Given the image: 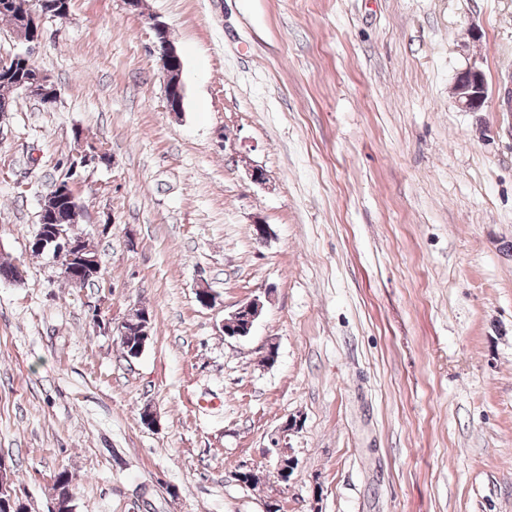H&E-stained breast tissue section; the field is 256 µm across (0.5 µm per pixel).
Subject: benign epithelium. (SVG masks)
<instances>
[{
  "label": "benign epithelium",
  "instance_id": "7a95c632",
  "mask_svg": "<svg viewBox=\"0 0 512 512\" xmlns=\"http://www.w3.org/2000/svg\"><path fill=\"white\" fill-rule=\"evenodd\" d=\"M47 0H32L31 13L21 25L13 30V37L25 43H34L41 36V22L47 18L42 7ZM154 51L163 76L165 99L168 110L179 113L182 108L174 104V95L184 93L182 70L176 67L180 60L177 49L167 36L155 40ZM24 94L35 101L50 104L58 97V89L50 76L43 71L26 77L23 81ZM453 94L457 107L465 112L481 111L488 100V85L483 71L474 64L467 65L457 73ZM30 248L41 253H50L60 261L61 275L72 279L76 286L94 281L100 276L99 258L89 253L84 242L68 235L65 225L46 226V232L37 234L30 242ZM263 302L254 297L241 303L222 324L224 335L245 337L262 313ZM302 429L301 419L288 417L271 438V447L276 458L275 473L279 480L289 473V468L297 467L298 460L290 444L291 436ZM6 464L0 461V501L13 503L15 495L11 488L12 478L4 476Z\"/></svg>",
  "mask_w": 512,
  "mask_h": 512
}]
</instances>
